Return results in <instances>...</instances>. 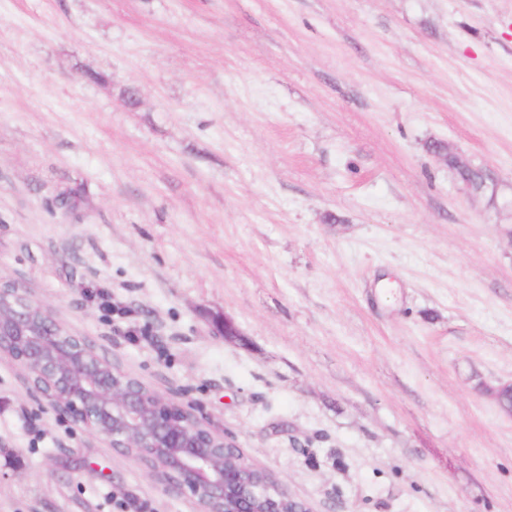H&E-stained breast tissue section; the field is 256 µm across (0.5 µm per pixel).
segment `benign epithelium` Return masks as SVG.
<instances>
[{
    "mask_svg": "<svg viewBox=\"0 0 512 512\" xmlns=\"http://www.w3.org/2000/svg\"><path fill=\"white\" fill-rule=\"evenodd\" d=\"M0 353L24 369L36 394L59 414L104 438L173 495L211 512H313L277 479L247 478L233 439L214 433L198 411L126 373L83 337L69 333L14 279H0Z\"/></svg>",
    "mask_w": 512,
    "mask_h": 512,
    "instance_id": "7a95c632",
    "label": "benign epithelium"
}]
</instances>
